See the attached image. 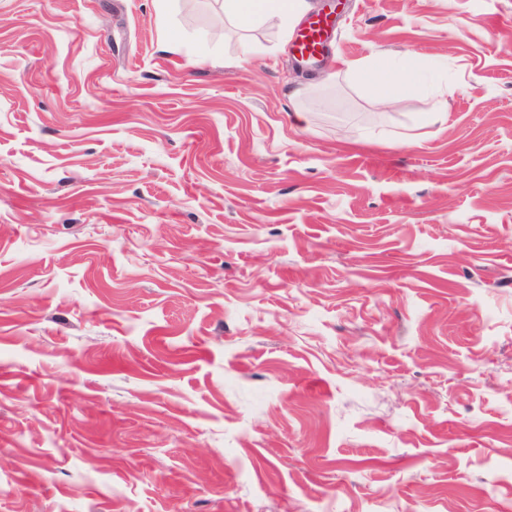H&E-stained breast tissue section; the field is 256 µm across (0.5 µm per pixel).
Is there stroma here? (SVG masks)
Listing matches in <instances>:
<instances>
[{"instance_id": "stroma-1", "label": "stroma", "mask_w": 512, "mask_h": 512, "mask_svg": "<svg viewBox=\"0 0 512 512\" xmlns=\"http://www.w3.org/2000/svg\"><path fill=\"white\" fill-rule=\"evenodd\" d=\"M510 388L512 0H345L316 73L0 0V512H512ZM391 79L381 87L383 100H389L396 96L422 85L423 77L415 57L405 55L394 59L391 67Z\"/></svg>"}]
</instances>
